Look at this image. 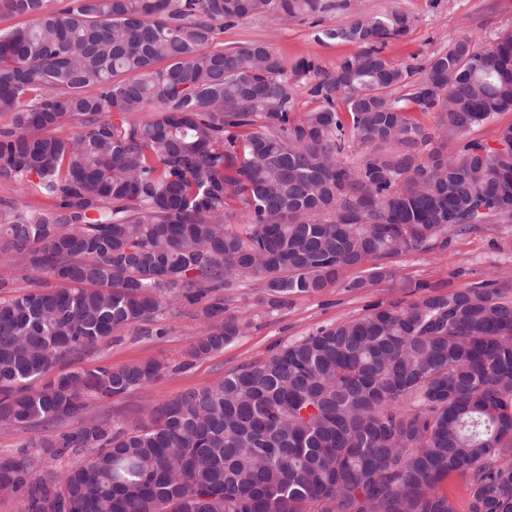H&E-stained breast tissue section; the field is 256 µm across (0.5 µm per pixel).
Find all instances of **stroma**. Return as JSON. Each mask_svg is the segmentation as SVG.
Returning a JSON list of instances; mask_svg holds the SVG:
<instances>
[{
  "label": "stroma",
  "mask_w": 512,
  "mask_h": 512,
  "mask_svg": "<svg viewBox=\"0 0 512 512\" xmlns=\"http://www.w3.org/2000/svg\"><path fill=\"white\" fill-rule=\"evenodd\" d=\"M327 10L316 16H301L285 22L260 14L220 24L218 45L231 47L245 42L269 44L286 61L310 57L325 70H335L354 47L329 39L328 29L354 14L378 15L393 10L412 14L415 24L403 37L389 40L387 59L405 67L424 62L463 36L478 45H488L494 34L512 29V0H326ZM390 265L403 276L422 281L435 291L464 288L488 278L495 270L512 267V224H489L483 231L453 239L447 253H401L390 257ZM248 277H232L221 289L224 306L243 327L224 350L207 359L194 360L186 349L202 330L193 307L180 305L163 309L153 322L133 327L100 349L70 357L67 368L112 366L156 361L166 374L155 382L122 396L102 402L90 398L82 418L95 420L111 416L114 428L132 425L144 407H158L174 397L223 379L238 366L262 359L285 342L319 328L359 317L373 304L407 302L411 296L400 288L376 286L351 293L335 286L315 295L299 294L287 302L271 306L258 304ZM68 420L34 428L0 429V453H32L38 438L76 429Z\"/></svg>",
  "instance_id": "1"
}]
</instances>
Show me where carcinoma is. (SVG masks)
Here are the masks:
<instances>
[{
	"mask_svg": "<svg viewBox=\"0 0 512 512\" xmlns=\"http://www.w3.org/2000/svg\"><path fill=\"white\" fill-rule=\"evenodd\" d=\"M52 2L0 0L32 19L0 31V180L53 205L0 202V262L56 282L0 299L1 426L76 418L89 397L161 378L155 361L57 366L166 305L197 307L189 357L223 350L241 334L217 296L234 275L271 305L351 269L350 291L420 296L286 343L126 430L41 438L51 459L84 450L65 471L0 454V492L19 512H458V481L466 512H512V284L428 292L385 263L512 224V123L492 146L463 140L512 111V30L455 41L411 82L383 55L414 24L402 11L337 22L327 37L358 50L327 73L265 43H214L224 21L324 0ZM309 74L320 105L301 114ZM418 112L458 154L429 147ZM67 124L77 135H56ZM348 142L368 150L355 168Z\"/></svg>",
	"mask_w": 512,
	"mask_h": 512,
	"instance_id": "carcinoma-1",
	"label": "carcinoma"
}]
</instances>
